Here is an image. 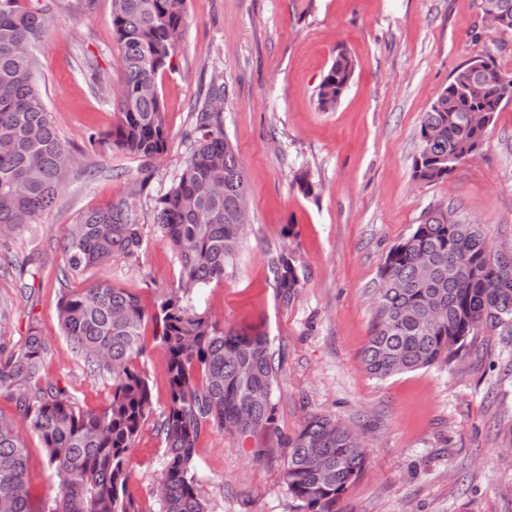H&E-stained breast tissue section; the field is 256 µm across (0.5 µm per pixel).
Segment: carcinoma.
Instances as JSON below:
<instances>
[{"label":"carcinoma","mask_w":512,"mask_h":512,"mask_svg":"<svg viewBox=\"0 0 512 512\" xmlns=\"http://www.w3.org/2000/svg\"><path fill=\"white\" fill-rule=\"evenodd\" d=\"M186 0H112V35L121 46L124 82L109 136L130 156L157 159L169 131L157 80L175 55ZM494 28L512 32V0H493ZM59 0H0V232H16L42 215L66 187L79 160L62 142L39 85L35 50ZM354 72L340 52L317 92L334 108ZM224 83H211L194 113L195 147L175 184L155 200V223L180 264L179 285L154 312L134 294L102 279L61 295L59 320L71 351L89 372L109 378L101 410L77 406L65 389L41 383L47 348L32 329L24 346L0 351V395L15 401L19 420L0 419V512H31L25 432L46 449L59 493L49 512H143L129 495L132 448L153 411L142 328L160 325L169 400L158 433L165 455L157 483L160 512H206L195 475L196 448L210 430L241 438L281 436L275 392L284 353L265 332L224 330L190 295L224 280L249 222L246 181L231 142L218 126ZM512 103V76L491 58L457 69L422 114L414 177L447 180L481 150L496 114ZM142 227L130 202L82 213L69 228L64 273L83 274L115 256L132 257ZM479 224L448 208L424 214L393 245L380 267L371 334L362 360L372 377L451 363L469 336L488 325L512 326V251L486 252ZM272 272L277 298L301 288L297 260L282 252ZM284 480L310 512H333L336 499L362 475L365 449L331 415L313 414L291 436Z\"/></svg>","instance_id":"obj_1"}]
</instances>
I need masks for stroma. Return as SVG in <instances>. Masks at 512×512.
Segmentation results:
<instances>
[{
  "instance_id": "stroma-1",
  "label": "stroma",
  "mask_w": 512,
  "mask_h": 512,
  "mask_svg": "<svg viewBox=\"0 0 512 512\" xmlns=\"http://www.w3.org/2000/svg\"><path fill=\"white\" fill-rule=\"evenodd\" d=\"M478 0H186L187 23L171 66L158 77L169 139L145 161L113 149L114 96L123 74L112 36V0L92 11L58 10L37 52L40 87L67 148L82 160L57 204L21 231L0 236V346H23L38 328L43 380L85 409L104 408L109 379L87 372L62 333L64 287L104 278L148 310L175 291L179 263L153 219L157 196L190 154L186 133L211 83L226 87L220 114L248 182L250 221L222 282L196 297L221 327L262 325L285 361L278 424L293 434L313 414L364 433L368 465L335 512H512V329L485 328L460 357L379 380L362 351L373 323L379 268L389 249L442 206L484 225L493 246L512 249V104L496 116L474 159L448 180L413 176L419 127L454 71L492 57L512 75V33L490 26ZM355 70L336 107L321 110L319 84L338 52ZM102 135L88 144L85 133ZM306 170L304 196L293 182ZM121 200L142 226L138 255L62 280L67 229L86 210ZM298 234L285 237V225ZM294 252L301 288L275 296L272 262ZM142 362L153 413L129 459L128 491L143 512H160L157 475L164 443L156 425L168 402L166 359L154 322L144 325ZM32 512H47L58 483L46 451L28 434ZM270 449L265 463L255 447ZM283 448L215 430L197 448L199 493L208 512H305L283 479Z\"/></svg>"
}]
</instances>
